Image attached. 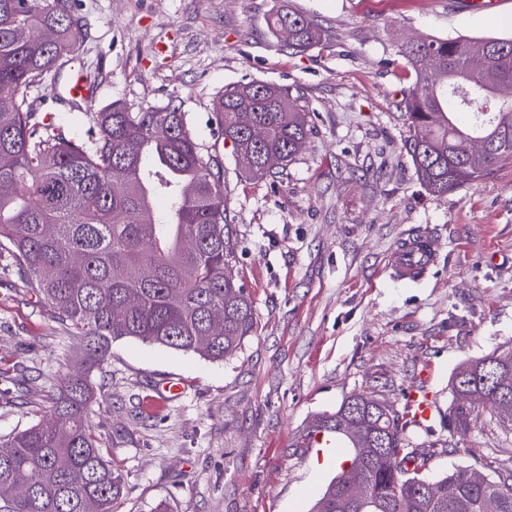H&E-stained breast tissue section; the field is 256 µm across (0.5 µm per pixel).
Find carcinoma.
Wrapping results in <instances>:
<instances>
[{
    "instance_id": "cac0c4a2",
    "label": "carcinoma",
    "mask_w": 512,
    "mask_h": 512,
    "mask_svg": "<svg viewBox=\"0 0 512 512\" xmlns=\"http://www.w3.org/2000/svg\"><path fill=\"white\" fill-rule=\"evenodd\" d=\"M284 47L318 45L322 30L293 11L267 22ZM45 27L53 40L40 38ZM69 0H0V254L70 326L84 367L65 375L46 417L0 436V512H115L124 475L101 450L89 419L90 372L112 342L135 338L210 360L235 352L253 329V305L233 272L238 241L224 200L221 160L200 151L185 113L170 104L90 117L94 133L38 120L32 94L79 43ZM412 86L400 106L405 149L421 184L444 195L512 162V39H429L401 45ZM215 120L253 179L283 168L313 131L300 92L250 81L224 89ZM482 140L487 148L475 151ZM463 365L450 434L490 409L512 424V349ZM317 433L343 437L357 472L342 470L313 512H345L361 481L362 512H512V467L482 486L458 469L421 477L429 457L406 448L399 414L357 393L318 417Z\"/></svg>"
}]
</instances>
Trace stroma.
<instances>
[{"label": "stroma", "instance_id": "35a3bbf8", "mask_svg": "<svg viewBox=\"0 0 512 512\" xmlns=\"http://www.w3.org/2000/svg\"><path fill=\"white\" fill-rule=\"evenodd\" d=\"M75 52L98 86L89 104L61 95L68 69L35 100L38 116L79 131L120 102L139 112L172 104L203 151L224 163V195L239 242L235 275L254 310L250 336L211 361L138 339L113 342L91 373L90 418L121 470L117 512H310L340 454L309 443L314 418L367 393L395 411L423 382L437 407L406 426L432 453L433 479L463 467L492 475L512 431L490 414L439 453L464 362L512 347V164L448 194L418 181L399 103L412 81L399 45L423 39L512 37V10L459 0H72ZM301 13L324 41L291 54L267 28ZM253 80L304 93L313 133L279 174L245 176L213 102ZM410 232L439 246L418 283L398 282L390 256ZM83 356L65 323L10 260L0 258V435L43 418L49 396ZM27 369L25 389L13 382ZM184 389L156 408L164 380Z\"/></svg>", "mask_w": 512, "mask_h": 512}]
</instances>
